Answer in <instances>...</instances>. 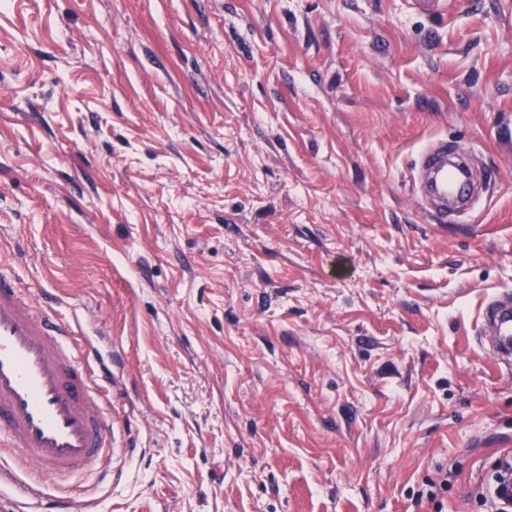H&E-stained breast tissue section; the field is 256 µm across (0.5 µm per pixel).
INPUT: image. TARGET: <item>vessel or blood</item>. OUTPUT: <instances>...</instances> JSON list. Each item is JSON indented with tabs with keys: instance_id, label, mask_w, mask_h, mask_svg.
I'll return each instance as SVG.
<instances>
[{
	"instance_id": "1",
	"label": "vessel or blood",
	"mask_w": 512,
	"mask_h": 512,
	"mask_svg": "<svg viewBox=\"0 0 512 512\" xmlns=\"http://www.w3.org/2000/svg\"><path fill=\"white\" fill-rule=\"evenodd\" d=\"M434 214L448 221V202L470 206L463 185L448 167V149L421 154ZM484 343L512 361V299L489 302ZM80 317H57L52 302L36 306L17 277L0 273V446L16 451L32 480L20 483L0 472V505L7 512H75L67 493L47 495V480L60 481L93 469L98 481L112 475V417L99 400L112 382V360L82 342Z\"/></svg>"
}]
</instances>
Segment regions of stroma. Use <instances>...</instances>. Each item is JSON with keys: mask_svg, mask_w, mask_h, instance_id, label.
<instances>
[{"mask_svg": "<svg viewBox=\"0 0 512 512\" xmlns=\"http://www.w3.org/2000/svg\"><path fill=\"white\" fill-rule=\"evenodd\" d=\"M0 0V272L112 350L93 512H484L512 450V0ZM469 153L436 223L416 162ZM482 336L484 343L496 355L512 361V302L509 297L495 298L487 306Z\"/></svg>", "mask_w": 512, "mask_h": 512, "instance_id": "stroma-1", "label": "stroma"}]
</instances>
